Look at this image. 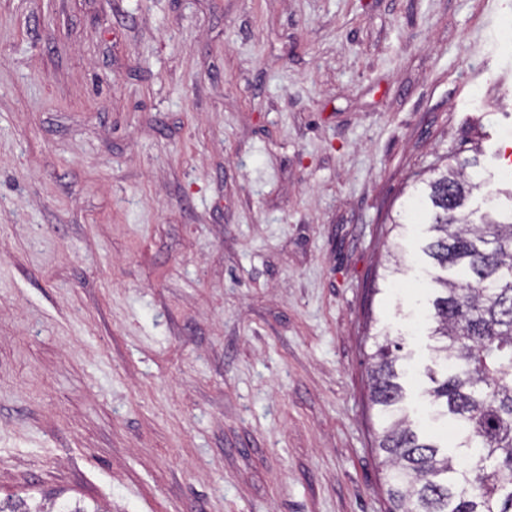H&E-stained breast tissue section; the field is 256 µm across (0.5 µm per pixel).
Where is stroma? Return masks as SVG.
Wrapping results in <instances>:
<instances>
[{"instance_id": "1", "label": "stroma", "mask_w": 512, "mask_h": 512, "mask_svg": "<svg viewBox=\"0 0 512 512\" xmlns=\"http://www.w3.org/2000/svg\"><path fill=\"white\" fill-rule=\"evenodd\" d=\"M512 0H0V498L387 512L425 390L416 173L512 206ZM399 247L407 273L385 277Z\"/></svg>"}]
</instances>
